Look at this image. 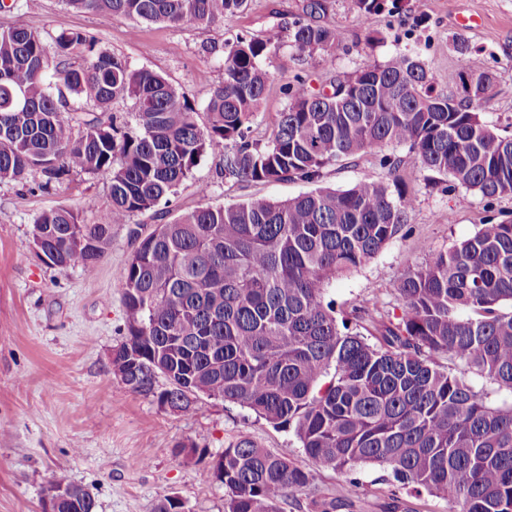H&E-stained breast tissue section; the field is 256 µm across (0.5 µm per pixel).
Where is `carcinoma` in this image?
<instances>
[{
    "mask_svg": "<svg viewBox=\"0 0 512 512\" xmlns=\"http://www.w3.org/2000/svg\"><path fill=\"white\" fill-rule=\"evenodd\" d=\"M368 21L398 13L404 0H354ZM87 13L139 22L191 24L208 31L249 0H66ZM327 0H304L288 29L302 57L329 54L340 34L326 22ZM280 32L239 36L224 52V80L199 124L185 93L164 76L133 70L95 49L80 32L50 40L28 27L0 29V181L26 184L39 170L47 191L73 172L109 181L111 203L97 223L56 208L34 219L33 241L48 261L96 272L112 248V225L154 210L209 149L224 148V179L234 183L319 182L324 170L372 152L388 180L346 190L316 188L285 201L254 195L205 203L147 233L120 274L126 340L111 365L128 389L181 413L190 394L237 404L276 427H294L312 460L302 469L239 436L206 469L224 486L225 512H277L290 492L313 486L320 471L347 475L360 464L391 470L416 493L455 504L456 512H512V407L492 408L458 377L464 367L512 390V220L488 222L434 254L397 286L401 315L354 306L341 319L328 287L380 253L408 226L415 196L402 183L406 145L422 167L487 205L512 196V136L482 121L496 76L463 41L475 92L434 93L414 51L370 63L329 87L299 76L285 84L288 105L265 143L251 138L273 74L260 66ZM81 54L82 63H70ZM103 111L118 98L135 107L136 127L119 131L94 117L66 134L67 104L47 80ZM377 333L376 342L364 337ZM445 359L443 365L439 359ZM168 387L158 390L159 379ZM58 512H96L85 488L64 478Z\"/></svg>",
    "mask_w": 512,
    "mask_h": 512,
    "instance_id": "cac0c4a2",
    "label": "carcinoma"
}]
</instances>
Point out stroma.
I'll use <instances>...</instances> for the list:
<instances>
[{"label":"stroma","mask_w":512,"mask_h":512,"mask_svg":"<svg viewBox=\"0 0 512 512\" xmlns=\"http://www.w3.org/2000/svg\"><path fill=\"white\" fill-rule=\"evenodd\" d=\"M4 2L0 27L30 26L52 36L82 31L95 39L98 50L130 68L164 75L188 95L201 124L210 92L224 78L225 43L242 34L287 31L302 6V0H250L243 12L202 33L189 24L80 12L65 0ZM328 5L327 21L343 36L334 53L302 58L284 40L262 59L275 80L252 124L255 139L267 137L273 116L287 106L282 87L293 76L318 89L407 49L420 53L435 93L458 94L463 62L455 44L460 37L497 76V94L482 120L512 134V0H404L402 15L383 12L367 22L353 0H328ZM371 30L383 32L384 42L368 46ZM392 152L403 159L400 174L417 198L412 230L328 288L337 310L368 305L400 315L397 284L428 251H444L473 236L492 213L512 219V196L487 209L479 194L450 188L448 177L424 169L408 147ZM223 168V150L205 153L158 212L137 213L128 223L113 225L112 248L91 276L77 267L44 263L33 244V220L64 206L79 211L83 223H96L110 203L107 179L73 173L49 192L41 190L44 176L38 171L23 186L0 182V512H43L55 475L88 489L97 512H153L166 496L180 498L185 512H224L223 487L203 472L241 435L288 453L301 468L311 466L291 428L273 427L245 408L204 396L191 413L173 412L130 392L112 372L111 351L126 334L119 276L136 246L131 226L150 229L171 222L205 200L232 204L258 193L283 201L312 189L301 180L242 186L225 181ZM385 177L374 156L361 154L328 167L321 184L344 190ZM201 184L209 185L208 198L199 195ZM423 241L428 250H420ZM181 443L192 446V453L177 452ZM320 498L335 499L336 512L450 510L447 501L401 488L390 471L374 464L360 465L346 478L322 470L313 487L288 494L278 509L310 512L312 500Z\"/></svg>","instance_id":"1"}]
</instances>
